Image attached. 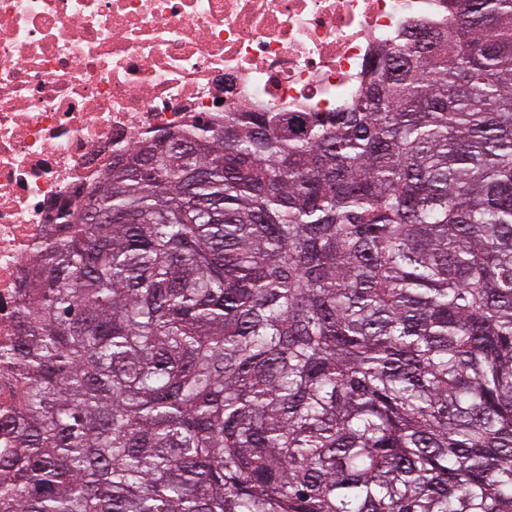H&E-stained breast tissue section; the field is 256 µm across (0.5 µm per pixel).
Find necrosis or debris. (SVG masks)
Segmentation results:
<instances>
[{"label": "necrosis or debris", "instance_id": "obj_1", "mask_svg": "<svg viewBox=\"0 0 512 512\" xmlns=\"http://www.w3.org/2000/svg\"><path fill=\"white\" fill-rule=\"evenodd\" d=\"M447 0H0V343L26 268L116 156L196 117L339 112Z\"/></svg>", "mask_w": 512, "mask_h": 512}]
</instances>
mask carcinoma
<instances>
[{
    "label": "carcinoma",
    "mask_w": 512,
    "mask_h": 512,
    "mask_svg": "<svg viewBox=\"0 0 512 512\" xmlns=\"http://www.w3.org/2000/svg\"><path fill=\"white\" fill-rule=\"evenodd\" d=\"M94 189L0 345V512H512V0Z\"/></svg>",
    "instance_id": "carcinoma-1"
}]
</instances>
